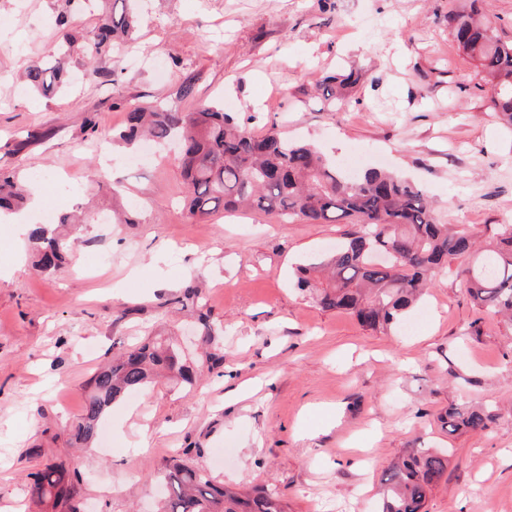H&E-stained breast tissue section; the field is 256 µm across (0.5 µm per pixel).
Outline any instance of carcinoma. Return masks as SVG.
I'll return each mask as SVG.
<instances>
[{"label":"carcinoma","mask_w":512,"mask_h":512,"mask_svg":"<svg viewBox=\"0 0 512 512\" xmlns=\"http://www.w3.org/2000/svg\"><path fill=\"white\" fill-rule=\"evenodd\" d=\"M121 5H116V2ZM97 24L83 49L92 73L96 58L115 40L129 36L136 18L129 0H97ZM72 0L56 17L63 46L57 56L29 67L28 87L47 96L63 82L72 34ZM448 29L458 47L479 63L492 86L490 108L512 124V43L494 37L477 9L448 14ZM359 81L352 68L325 77L319 87L325 100H336ZM127 129L120 138L142 136L162 146L181 144V174L188 186L189 210L206 217L224 212L277 213L309 224L351 219L359 228L320 265L297 268V287L327 311L351 314L371 330L399 325L404 314L428 288L435 273L461 260L470 301L487 315L512 323V224L499 225L493 239L481 246L464 224L438 222L422 188L413 181L380 169L351 174L306 143L290 141L274 129L257 137L231 112L200 105L175 112L150 103L128 109ZM23 186L0 172V209H19L25 203ZM29 240L42 269L60 265L69 243L34 227ZM177 372L195 382L191 366L176 345L146 341L122 352L89 380L90 392L82 417L73 427L77 443H89L99 433L105 411L124 395L147 387L159 372ZM494 406L449 404L437 417L448 434H482L499 418ZM449 453L416 449L392 465L383 481L375 512H426L433 489L448 470ZM163 480L167 494L160 512H287L272 488L240 491L215 483L180 460H165L152 473ZM30 497L46 512H77V479L62 464H50L30 474Z\"/></svg>","instance_id":"cac0c4a2"}]
</instances>
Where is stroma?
<instances>
[{
	"mask_svg": "<svg viewBox=\"0 0 512 512\" xmlns=\"http://www.w3.org/2000/svg\"><path fill=\"white\" fill-rule=\"evenodd\" d=\"M471 0H139L118 52L45 97L22 89L30 60L55 53L63 0H0V170L43 209L85 210L58 270L33 266L29 238L0 223V512H33L28 476L51 463L78 476L79 512H157L163 459L213 480L280 493L288 512H374L391 464L446 448L428 512H512V327L474 307L442 270L402 328L368 330L297 290L350 221L285 223L273 214L193 216L177 159L129 165L113 142L129 106L189 112L223 103L255 135L277 127L338 163L361 155L412 178L447 224L478 240L512 224V127L491 85L448 32ZM356 65L344 101L321 78ZM197 76L193 97L179 87ZM202 307L178 304L186 287ZM205 312L224 361L194 355L196 385L168 378L107 412L109 442L73 447L88 382L123 348L198 331ZM478 335H464L468 325ZM494 401L483 434L448 435L449 402Z\"/></svg>",
	"mask_w": 512,
	"mask_h": 512,
	"instance_id": "1",
	"label": "stroma"
}]
</instances>
